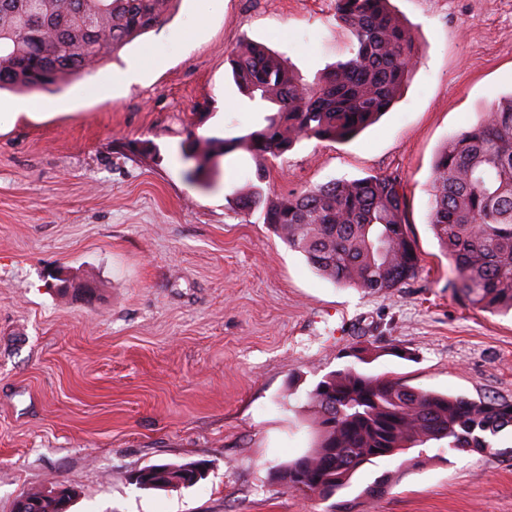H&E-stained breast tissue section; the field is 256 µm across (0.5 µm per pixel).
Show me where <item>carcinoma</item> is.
<instances>
[{
	"mask_svg": "<svg viewBox=\"0 0 512 512\" xmlns=\"http://www.w3.org/2000/svg\"><path fill=\"white\" fill-rule=\"evenodd\" d=\"M175 0H0V92H55L94 70L113 52L160 26ZM352 36L347 57L311 82L268 46L243 40L229 65L239 91L274 113L243 137L189 135L183 156L206 159L244 150L277 157L306 138L347 142L389 111L418 62L410 30L390 0H333ZM107 32L108 41L91 34ZM266 175L235 191L229 203L263 222L341 287L389 293L420 265L407 231L401 177L340 179L298 196L267 197ZM429 224L454 263L460 291L474 306L512 312V93L469 129L452 135L433 165ZM317 438L276 471L289 491L329 500L365 465L412 454L416 465L434 442L484 453L512 428V404L414 388L399 378L351 366L326 375L307 394ZM205 473L163 464L162 487L189 488Z\"/></svg>",
	"mask_w": 512,
	"mask_h": 512,
	"instance_id": "carcinoma-1",
	"label": "carcinoma"
}]
</instances>
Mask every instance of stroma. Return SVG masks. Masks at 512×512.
<instances>
[{
    "mask_svg": "<svg viewBox=\"0 0 512 512\" xmlns=\"http://www.w3.org/2000/svg\"><path fill=\"white\" fill-rule=\"evenodd\" d=\"M419 62L381 120L344 142L215 160L187 176L188 134L237 137L264 117L228 56L262 42L304 79L351 44L331 0H181L167 22L62 90L0 94V512L61 483L72 512H512V430L491 452L427 449L366 465L336 499L287 491L278 466L311 443L307 394L346 366L409 386L512 403V315L472 307L428 222L449 136L512 93V0H391ZM163 63L109 91L145 50ZM265 168L271 198L334 179L399 174L414 278L341 288L228 203ZM93 286L83 300L55 280ZM202 463L190 488L143 489L153 464ZM388 491L364 496L375 478Z\"/></svg>",
    "mask_w": 512,
    "mask_h": 512,
    "instance_id": "1",
    "label": "stroma"
}]
</instances>
